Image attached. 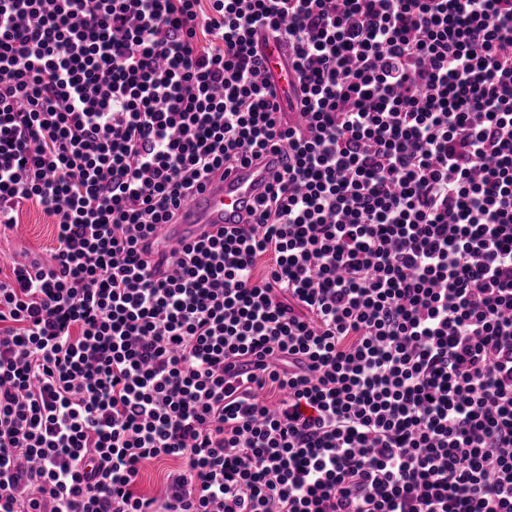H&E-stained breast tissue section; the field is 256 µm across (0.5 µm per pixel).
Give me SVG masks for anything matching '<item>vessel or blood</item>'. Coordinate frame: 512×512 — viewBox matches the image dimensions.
<instances>
[{
    "label": "vessel or blood",
    "mask_w": 512,
    "mask_h": 512,
    "mask_svg": "<svg viewBox=\"0 0 512 512\" xmlns=\"http://www.w3.org/2000/svg\"><path fill=\"white\" fill-rule=\"evenodd\" d=\"M284 162L283 154L270 149L259 161L237 167L224 178L210 179L180 207L177 222L160 229L153 239L154 250L167 255L236 223L242 211L273 183Z\"/></svg>",
    "instance_id": "1"
}]
</instances>
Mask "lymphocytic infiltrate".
Masks as SVG:
<instances>
[{"label":"lymphocytic infiltrate","instance_id":"f902f5d3","mask_svg":"<svg viewBox=\"0 0 512 512\" xmlns=\"http://www.w3.org/2000/svg\"><path fill=\"white\" fill-rule=\"evenodd\" d=\"M270 147L242 223L154 253ZM28 203L0 512H512V0H0ZM18 226L0 236V277L11 273L13 263L26 253L46 254L53 246L51 224L35 206H27L20 215ZM173 466L174 463L172 461L148 463L139 476L140 488L146 493L158 495L161 491L166 471Z\"/></svg>","mask_w":512,"mask_h":512}]
</instances>
